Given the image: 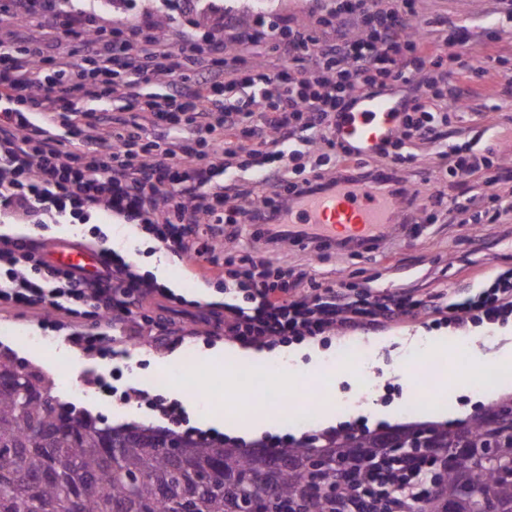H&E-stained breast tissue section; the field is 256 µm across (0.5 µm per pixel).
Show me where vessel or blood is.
Instances as JSON below:
<instances>
[{"instance_id": "obj_1", "label": "vessel or blood", "mask_w": 512, "mask_h": 512, "mask_svg": "<svg viewBox=\"0 0 512 512\" xmlns=\"http://www.w3.org/2000/svg\"><path fill=\"white\" fill-rule=\"evenodd\" d=\"M397 109V103L382 96L360 100L346 113L339 132L354 151L369 152L394 134ZM400 213L398 197L363 182L341 186L328 195L297 200L287 213V221L313 228L318 243L331 244L347 236L366 241L387 237ZM48 255L56 264L81 268L89 276L99 270L95 251L66 240L57 241Z\"/></svg>"}]
</instances>
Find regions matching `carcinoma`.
I'll return each instance as SVG.
<instances>
[{"mask_svg": "<svg viewBox=\"0 0 512 512\" xmlns=\"http://www.w3.org/2000/svg\"><path fill=\"white\" fill-rule=\"evenodd\" d=\"M51 382L39 371L14 375L0 361V512H244L259 499L279 512H355L359 486L378 470L402 485L404 449L381 444L374 432L344 433L328 443L349 463L318 473L304 468L312 449L251 452L226 441L190 438L185 457L171 458L160 431L109 435L92 420L46 400ZM477 413L453 440L441 428L422 455L443 459L435 488L408 512H435L447 499L456 512L512 506V453L482 464L469 449L486 433Z\"/></svg>", "mask_w": 512, "mask_h": 512, "instance_id": "cac0c4a2", "label": "carcinoma"}]
</instances>
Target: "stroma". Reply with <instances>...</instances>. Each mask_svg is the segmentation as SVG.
<instances>
[{
  "instance_id": "stroma-1",
  "label": "stroma",
  "mask_w": 512,
  "mask_h": 512,
  "mask_svg": "<svg viewBox=\"0 0 512 512\" xmlns=\"http://www.w3.org/2000/svg\"><path fill=\"white\" fill-rule=\"evenodd\" d=\"M212 0H197L193 10H186L183 0H95L98 16L116 20L122 17L149 18L151 35L158 45L172 46L180 30L204 28L213 18ZM225 13L241 26H249L257 18H287L299 31L318 35L316 19L321 0H223ZM497 0H417V20L413 31L417 38L442 48L438 19L465 25L470 30L472 51L482 60L484 76L473 79L459 73L448 78V89L458 98L460 114L452 118L445 132L449 145L472 146L481 152L492 145L503 159L499 172L500 192H512V20L500 18ZM496 30V39L485 43L484 30ZM418 162L402 173L407 190H425L437 186L449 200L468 197L470 184L447 179L440 173L431 142H418ZM113 242L136 243L141 251L139 263L143 272L157 276L186 301L204 306L224 299V272H216L200 280L188 279L181 259L162 253H150L144 238H132L126 227L112 229ZM311 246L298 243L283 248L279 262L296 267L310 265L313 280L323 284H342L356 293L366 286L387 287L398 291L419 289L421 294L448 292L464 296L476 292L478 286L499 268L512 267V212L502 214L498 223L477 227L463 223L456 211H448L433 224H402L392 237L378 248L355 254L347 250L326 251L321 259L311 260ZM61 314H47L38 307L0 309V355L15 364L40 371L52 383V394L60 402L73 406L103 426L134 423L156 428L169 427L165 417L148 409L138 397L120 401L103 397L89 387L86 376L93 371L114 372L118 388L135 386L179 400L186 420L178 433L197 435L210 431L230 441L238 434L217 420L209 402L193 400L183 382L173 377L174 368L189 365L192 375H199L205 359L239 355L241 348L226 340H209L195 334L191 317H181L185 331L193 338L190 347H167L164 332L153 326L134 327L130 334L115 333L109 344L116 358L102 359L73 348L68 340L72 325L61 322ZM428 337L444 343L455 363L475 368L493 364L503 349L512 346V323L485 329L473 327L468 332H451L447 328H430L423 319H404L380 331L357 330L332 332L316 338L314 346L323 354L322 367L338 366V351L354 343L363 344L364 356L350 358L352 376L338 378L334 389L337 402L346 403L338 417L318 416L311 432L320 439L330 433L356 425L365 429L404 425L396 409L407 406L411 392L400 380V373L411 358L419 356L418 338ZM476 340L478 355H462L460 342ZM512 398V376L487 384L481 390L471 388L449 391L437 398L438 412L420 410L414 420L445 422V409H452L456 419L463 420L489 404Z\"/></svg>"
}]
</instances>
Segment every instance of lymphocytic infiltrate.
I'll return each mask as SVG.
<instances>
[{
    "label": "lymphocytic infiltrate",
    "mask_w": 512,
    "mask_h": 512,
    "mask_svg": "<svg viewBox=\"0 0 512 512\" xmlns=\"http://www.w3.org/2000/svg\"><path fill=\"white\" fill-rule=\"evenodd\" d=\"M14 15L0 14V223L82 224L100 253L93 277L49 264L48 245L0 235V306H38L87 326L69 339L81 351L104 350L109 330L140 319L184 342L173 320L145 309L163 298L164 311L184 306L182 296L139 273L130 254L112 249L98 212L140 224L142 231L179 259L224 262L226 290L247 294L246 305L224 302L198 309L210 335L247 346L316 338L333 330L383 324L395 316L434 314V326L453 331L512 320V268L500 270L470 297L438 301L408 291L357 298L332 285L312 295L290 294L268 282L266 271L288 243L311 240L307 227L284 224L290 198L326 194L343 182H377L390 190L412 165L415 140L427 139L445 175L466 179L479 168L490 192L483 223L512 211V194L496 192L491 156L449 147L444 130L452 108L448 74L483 73L481 62L462 61L467 27L444 24L447 53H429L407 30L415 0H327L320 40L295 31L290 21H257L244 28L216 11L208 32L185 30L173 48L156 46L146 20L119 23L111 37L84 26L83 10L65 27L53 20L60 0H17ZM360 18L361 29L348 26ZM223 31L216 39L215 31ZM82 55L73 59L70 45ZM269 46L280 61L251 73L230 45ZM53 61L55 70L44 67ZM165 79L168 91L143 99L139 90ZM403 96L395 135L371 157L350 156L337 140L344 112L355 97ZM400 94V93H399ZM121 98L125 112L103 102ZM202 152L185 149V141ZM323 142L334 162L299 166L309 145ZM264 191L253 196L255 183ZM220 224L256 225L258 248L240 257L202 243Z\"/></svg>",
    "instance_id": "lymphocytic-infiltrate-1"
}]
</instances>
